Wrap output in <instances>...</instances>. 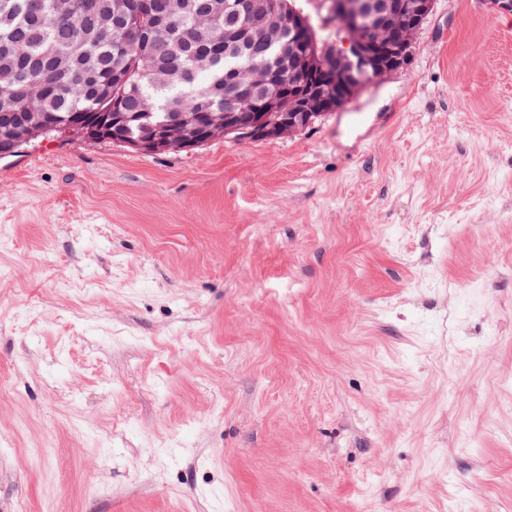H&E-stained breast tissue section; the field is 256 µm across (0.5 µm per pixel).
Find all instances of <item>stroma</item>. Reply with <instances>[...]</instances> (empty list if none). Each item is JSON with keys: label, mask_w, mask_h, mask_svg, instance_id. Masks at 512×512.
I'll return each instance as SVG.
<instances>
[{"label": "stroma", "mask_w": 512, "mask_h": 512, "mask_svg": "<svg viewBox=\"0 0 512 512\" xmlns=\"http://www.w3.org/2000/svg\"><path fill=\"white\" fill-rule=\"evenodd\" d=\"M0 512H512V14L290 137L0 159Z\"/></svg>", "instance_id": "stroma-1"}]
</instances>
